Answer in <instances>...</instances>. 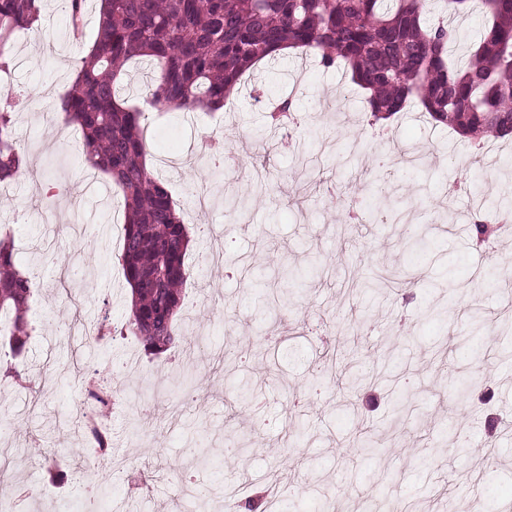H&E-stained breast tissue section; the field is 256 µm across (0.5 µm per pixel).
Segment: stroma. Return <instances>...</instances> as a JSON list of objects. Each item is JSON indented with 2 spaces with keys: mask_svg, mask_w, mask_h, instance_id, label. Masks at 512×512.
Listing matches in <instances>:
<instances>
[{
  "mask_svg": "<svg viewBox=\"0 0 512 512\" xmlns=\"http://www.w3.org/2000/svg\"><path fill=\"white\" fill-rule=\"evenodd\" d=\"M37 31L20 32L0 87L12 90L14 137L28 166L0 187V233H11L21 265L38 267L41 286L30 300L35 336L15 361L31 392L8 391L12 417L0 424V448L14 449L4 489L37 484L43 473L24 454L39 445L44 456L82 459L83 436L74 430L81 379H108L128 353L123 336L102 343L74 335L71 317H108L119 323L130 296L116 259L123 206L106 175L84 162L79 136L63 139L42 117L76 75L82 46L91 45L97 17L87 11L81 42L69 37L58 0H44ZM292 97L301 127L293 141L265 125L270 104ZM365 93L343 66L322 68L313 56L293 52L260 62L245 78L230 109L207 115L175 111L150 116L146 134L152 171L163 175L190 230L193 255L228 252L229 261L188 280L185 298L199 303L189 322L190 341L160 354L137 348L142 365L166 379L174 356L197 379L196 404L182 408L180 385L162 398L120 408L110 421L112 456L123 477L108 496L83 494L27 499L21 512H186L187 491L212 512H224L225 491L237 498L275 484L279 512H318L321 495L364 512L399 496L423 512H490L512 502V343L499 317L512 302V240L495 251L476 247L469 224L481 198L448 186L478 175L483 198L512 202V141L488 138L481 169L475 148L453 129L410 108L377 122ZM219 139L236 157L233 184L243 206L230 213L223 193L200 208L196 189L211 182L200 144ZM424 152L422 165L405 171L400 152ZM387 178L392 198L411 208L408 224L350 219L351 199L365 183ZM427 226L430 250L410 261L406 242L415 225ZM313 263L333 278L311 274L304 290L282 294L279 270ZM500 270L496 289L483 286L489 267ZM385 270L393 284L377 292L352 282ZM224 319H217L215 309ZM358 351L365 369L380 370L395 353L393 374L410 379L408 409L397 442L365 459L354 443L364 426L393 418L392 381L357 397L337 392L326 348ZM481 370L490 401L456 395L459 379ZM254 382L260 403L241 408L240 380ZM502 433L488 441L487 419ZM300 421L297 447L285 444L291 421ZM494 466L481 467L484 453ZM151 479L152 496L140 486Z\"/></svg>",
  "mask_w": 512,
  "mask_h": 512,
  "instance_id": "35a3bbf8",
  "label": "stroma"
}]
</instances>
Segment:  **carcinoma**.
Segmentation results:
<instances>
[{
    "label": "carcinoma",
    "instance_id": "cac0c4a2",
    "mask_svg": "<svg viewBox=\"0 0 512 512\" xmlns=\"http://www.w3.org/2000/svg\"><path fill=\"white\" fill-rule=\"evenodd\" d=\"M106 17L79 59L71 88L61 99L67 124L80 133L86 162L106 174L123 198L119 262L131 286L124 330L144 349L162 353L179 336L190 238L165 180L146 166V113L122 97L129 64L141 58L156 76L147 96L160 111L213 110L227 88L283 46L312 51L325 68L343 64L366 92L368 111L390 118L419 105L432 120L479 142L512 137V0H479L487 15L476 47L454 65L459 45L452 21H431L426 0H103ZM41 0H0V60L16 35L38 21ZM12 95L0 96V186L15 181L25 160L13 140ZM499 219L470 226L479 242L499 237ZM286 291L297 293L303 273L282 269ZM35 276L15 267L13 238H0V337L11 356L22 353L32 332L27 320ZM341 389L354 393L375 383L358 363L339 361ZM99 470L112 463L109 437L98 435ZM398 423L375 436L359 433L366 456L380 452L379 439L398 438ZM243 512H267L256 491L238 504Z\"/></svg>",
    "mask_w": 512,
    "mask_h": 512
}]
</instances>
